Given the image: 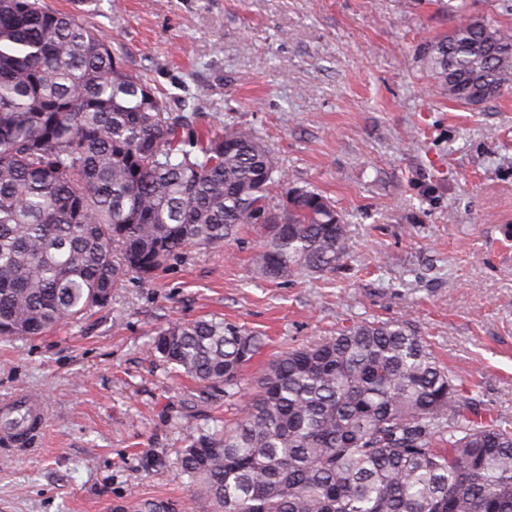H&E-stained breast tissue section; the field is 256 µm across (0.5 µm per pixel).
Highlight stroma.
Returning <instances> with one entry per match:
<instances>
[{
	"label": "stroma",
	"instance_id": "1",
	"mask_svg": "<svg viewBox=\"0 0 512 512\" xmlns=\"http://www.w3.org/2000/svg\"><path fill=\"white\" fill-rule=\"evenodd\" d=\"M467 15L512 26V0H88L126 71L203 134L251 126L291 185L346 226L336 271L259 278L255 228L192 248L155 279L37 339L0 338V398L46 407L34 445L0 444V512H120L145 498L203 512L176 452L250 401L267 363L354 323L406 322L461 397L512 419V90L449 101L424 44ZM259 333L237 396L146 350L176 321ZM165 465L147 468L146 455Z\"/></svg>",
	"mask_w": 512,
	"mask_h": 512
}]
</instances>
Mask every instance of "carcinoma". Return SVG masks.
<instances>
[{"label": "carcinoma", "mask_w": 512, "mask_h": 512, "mask_svg": "<svg viewBox=\"0 0 512 512\" xmlns=\"http://www.w3.org/2000/svg\"><path fill=\"white\" fill-rule=\"evenodd\" d=\"M448 100L512 87V27L460 14L423 47ZM112 58L99 31L39 0H0V337L32 339L154 279L193 246L245 226L269 281L347 255L323 194L292 186L250 127L202 140ZM280 188L277 201L272 191ZM259 336L222 318L175 323L148 347L235 397ZM455 375L406 322L364 321L274 358L230 426L176 462L211 512H512V420L459 397ZM3 426H37L14 410Z\"/></svg>", "instance_id": "cac0c4a2"}]
</instances>
